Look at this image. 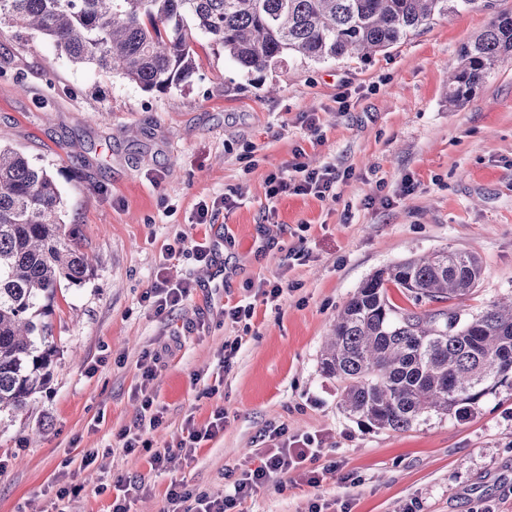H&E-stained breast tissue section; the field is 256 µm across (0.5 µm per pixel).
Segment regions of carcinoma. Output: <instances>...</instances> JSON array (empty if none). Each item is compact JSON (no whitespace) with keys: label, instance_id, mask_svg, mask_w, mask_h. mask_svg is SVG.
Instances as JSON below:
<instances>
[{"label":"carcinoma","instance_id":"obj_1","mask_svg":"<svg viewBox=\"0 0 512 512\" xmlns=\"http://www.w3.org/2000/svg\"><path fill=\"white\" fill-rule=\"evenodd\" d=\"M476 6L492 20L449 75L448 106L459 108L490 69L512 60V14L497 0H0V24L40 33L75 65L167 93L198 70L200 36L251 77L287 57H367ZM62 209L51 173L0 146V413L23 412L49 375L55 350L37 320L40 302L93 268ZM481 273L475 253L442 248L360 285L320 358L349 415L407 431L433 415L468 418L487 396L512 389V298L471 318L462 310ZM392 286L412 307L391 301ZM449 300L457 307L418 309Z\"/></svg>","mask_w":512,"mask_h":512}]
</instances>
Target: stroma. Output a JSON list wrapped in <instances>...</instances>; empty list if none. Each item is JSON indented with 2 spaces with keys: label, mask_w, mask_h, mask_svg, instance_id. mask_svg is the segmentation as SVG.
<instances>
[{
  "label": "stroma",
  "mask_w": 512,
  "mask_h": 512,
  "mask_svg": "<svg viewBox=\"0 0 512 512\" xmlns=\"http://www.w3.org/2000/svg\"><path fill=\"white\" fill-rule=\"evenodd\" d=\"M491 17L434 20L372 57L287 67L248 80L222 50L198 44L200 67L165 94L73 66L37 34L0 28V144L57 180L63 220L94 258L84 281L62 283L44 320L56 353L44 386L19 415H0V512H111V485L146 489L132 512H162L171 483L228 490L259 464L272 426L322 450L317 486L272 479L243 512H512V390L460 421L405 432L347 414L320 355L336 316L376 271L427 252H475L476 314L512 295V61L495 66L463 107L448 106L460 47ZM336 169L329 194L269 202V175L293 162ZM235 197L231 208L220 201ZM212 220L196 221L199 204ZM217 244L210 265L178 239ZM302 248V260L291 250ZM193 288L170 313L143 300L159 266ZM278 283V304L246 323L222 309ZM240 340L230 366L225 341ZM171 343L150 392L163 423L126 451L121 430L141 411L144 351ZM224 431L189 461L155 472L187 421L216 410ZM94 453L58 500L67 459Z\"/></svg>",
  "instance_id": "35a3bbf8"
}]
</instances>
